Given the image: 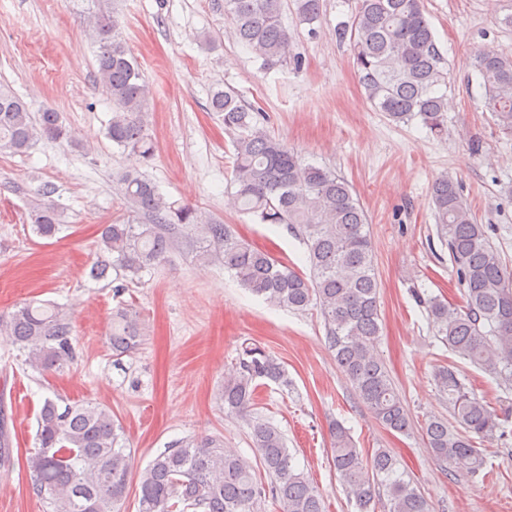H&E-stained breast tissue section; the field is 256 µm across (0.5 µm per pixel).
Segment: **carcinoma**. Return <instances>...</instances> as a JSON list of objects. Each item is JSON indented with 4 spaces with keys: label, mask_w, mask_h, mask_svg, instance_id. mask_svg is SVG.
Wrapping results in <instances>:
<instances>
[{
    "label": "carcinoma",
    "mask_w": 512,
    "mask_h": 512,
    "mask_svg": "<svg viewBox=\"0 0 512 512\" xmlns=\"http://www.w3.org/2000/svg\"><path fill=\"white\" fill-rule=\"evenodd\" d=\"M300 18L314 22L321 0H295ZM283 0H224V16L235 39L261 66L271 69L293 58L288 29L282 22ZM108 14L89 19V34L98 45L97 79L112 101L107 137L142 166L154 156L148 112V79L117 33ZM353 64L366 102L395 123L419 120L430 132L447 131V102L441 93L447 73L422 0H359L349 28ZM477 75L485 107L498 128L512 136V54L482 51ZM210 109L224 119L232 136L230 179L235 207L261 224L295 227L307 247L310 273L238 238L230 228L198 209L171 200L139 173L116 178L140 220L104 224L97 240L100 259L89 277L103 280L110 270L132 283L158 264L175 238L190 234L201 242L195 253L201 265L219 263L241 286L275 307L303 311L319 307L326 339L336 363L358 400L389 430L406 433L411 421L383 359L376 351L380 333L379 283L375 272L368 216L350 185L335 171L306 162L266 128L267 116L257 104L245 103L234 91L218 89ZM68 131L55 109L34 113L7 85H0V151L24 154L42 140H63ZM45 184L29 202L33 232L53 238L60 214ZM437 236L448 248L463 291L464 305L439 299L428 304V318L448 351L501 380L512 390V271L491 243L485 225L474 222L458 185L442 176L432 185ZM0 335L30 366L62 371L74 360L72 327L51 303L28 302L0 320ZM143 341L138 315L126 308L112 319L109 344L126 356ZM285 369L257 345L241 347L235 368L224 376L220 400L227 414L254 411L260 381L280 382ZM434 381L448 399L455 429L440 418L424 427L427 446L438 461L470 473L486 466L476 440L512 436L509 416L498 414L479 398L454 364L438 368ZM331 461L345 483L357 512L385 492L389 512H429L413 480L400 471L384 448L366 460L346 429L330 428ZM252 447L269 476L263 484L251 461L219 437L186 438L157 454L139 475L138 512H257L271 495L280 512H325L320 494L294 463L281 431L268 421L251 426ZM37 448L26 457L33 491L52 512H118L130 480V449L112 409L98 404H60L47 398L37 416Z\"/></svg>",
    "instance_id": "obj_1"
}]
</instances>
